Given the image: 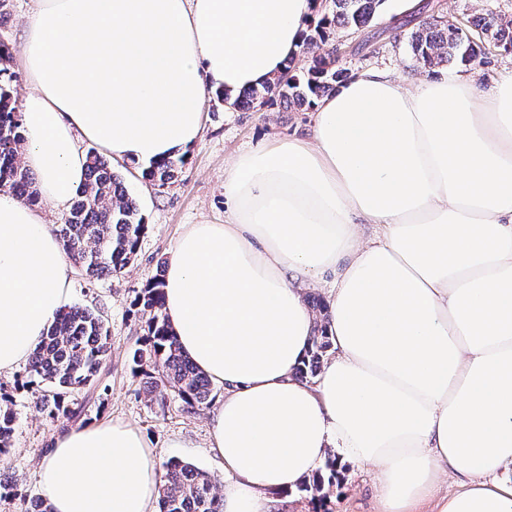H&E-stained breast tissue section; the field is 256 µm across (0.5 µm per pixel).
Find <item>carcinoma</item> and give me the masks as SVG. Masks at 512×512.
Returning a JSON list of instances; mask_svg holds the SVG:
<instances>
[{
  "mask_svg": "<svg viewBox=\"0 0 512 512\" xmlns=\"http://www.w3.org/2000/svg\"><path fill=\"white\" fill-rule=\"evenodd\" d=\"M385 2L330 0L316 23L310 25L302 49L287 61L279 78L234 96L218 92L217 103L225 106L227 112L260 111L275 106L287 111L315 107L317 100L336 93V85L349 79L348 72L336 67L333 47L336 30H359L367 26ZM471 27L478 33L476 40L442 16L419 23L410 40L413 67L429 69L453 60L469 63L491 48L512 52L511 18L485 13L476 17ZM9 61L10 48L0 41V188L34 203V176L21 159L25 138L20 111L10 88L16 75L9 71ZM184 163L183 156L152 163L142 170V177L163 187L172 182ZM146 229L135 199L124 189L106 157L96 148L89 149L85 182L72 198L64 223L56 230L67 258L90 281L112 276L134 261ZM164 278L162 262L159 274L132 301L145 332L131 353L133 371L144 380L148 395L162 388L191 408L203 406L210 402L213 384L183 354L176 334L166 322ZM331 349L326 325H315L311 348L297 375L305 380L316 376ZM109 350V326L99 311L74 305L56 314L26 368L29 377L48 384L37 400L50 417L80 416V410L64 404L65 395L97 384L101 372L109 365ZM13 424L12 408L1 403L0 458L9 453ZM337 465L336 459L328 458L325 469L329 476L319 471L300 485L312 494L320 509L327 500L325 484L331 485L336 480ZM158 492L160 512H223L224 509V499L216 493L211 476L179 460L163 464Z\"/></svg>",
  "mask_w": 512,
  "mask_h": 512,
  "instance_id": "1",
  "label": "carcinoma"
}]
</instances>
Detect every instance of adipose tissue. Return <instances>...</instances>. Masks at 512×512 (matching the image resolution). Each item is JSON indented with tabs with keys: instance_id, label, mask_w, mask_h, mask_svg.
<instances>
[{
	"instance_id": "obj_1",
	"label": "adipose tissue",
	"mask_w": 512,
	"mask_h": 512,
	"mask_svg": "<svg viewBox=\"0 0 512 512\" xmlns=\"http://www.w3.org/2000/svg\"><path fill=\"white\" fill-rule=\"evenodd\" d=\"M36 2L24 163L58 205L85 178L79 140L142 164L185 152L207 99L278 76L320 6ZM224 197L223 223L185 226L164 287L182 350L224 389V512H275L332 448L371 468L377 512H512V75L486 90L360 71L318 102L310 138L227 165ZM70 284L53 226L0 192V373ZM315 286L334 351L312 386L295 372ZM38 481L54 512H152L159 471L135 427L101 423L60 435Z\"/></svg>"
}]
</instances>
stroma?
Listing matches in <instances>:
<instances>
[{
  "label": "stroma",
  "mask_w": 512,
  "mask_h": 512,
  "mask_svg": "<svg viewBox=\"0 0 512 512\" xmlns=\"http://www.w3.org/2000/svg\"><path fill=\"white\" fill-rule=\"evenodd\" d=\"M420 17L441 16L454 22L486 12L512 18V0H428ZM33 0H10L9 17L0 25V40L11 48L9 68L17 75L16 100L29 89L23 66L20 35L33 8ZM417 27L400 0H386L384 14L359 31L335 36L338 67L349 74L381 68L409 75V36ZM512 73V53L491 51L476 62L451 63L424 70L429 79L461 74L472 76L486 89ZM314 113L285 112L272 108L261 112H227L206 107L205 126L199 142L185 155L172 184L157 187L141 177L139 165L113 161L114 171L125 180L147 224L135 261L112 277L88 281L73 271L71 302L100 310L110 328L111 364L96 388L81 389L67 397L69 407H82L79 421L50 418L34 396L25 369L0 374V398L9 400L15 412L12 449L0 460V471L9 473L19 492L42 496L37 471L55 438L75 426L122 422L137 428L155 453L157 463L179 459L192 463L222 482L224 463L209 446L211 407L188 408L177 398L151 401L145 396L141 377L132 371L130 353L143 336L142 323L133 316L131 303L141 288L156 275L161 258L170 256L177 238L188 224H220L224 221V165L258 145L288 138L307 137ZM329 512H375L376 503L369 468L345 463L339 485L329 493Z\"/></svg>",
  "instance_id": "stroma-1"
}]
</instances>
